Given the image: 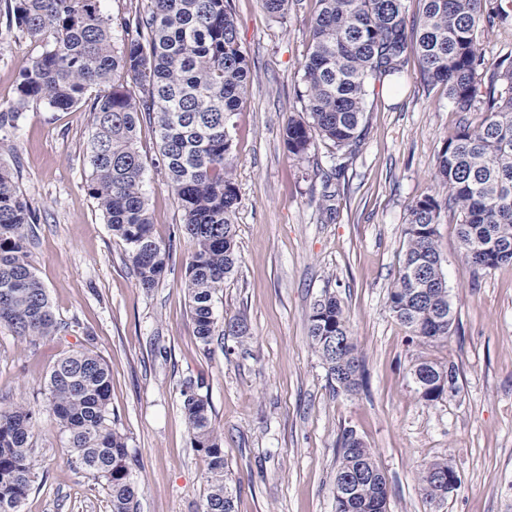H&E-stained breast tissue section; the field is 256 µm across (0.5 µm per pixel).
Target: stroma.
Wrapping results in <instances>:
<instances>
[{"label":"stroma","instance_id":"35a3bbf8","mask_svg":"<svg viewBox=\"0 0 512 512\" xmlns=\"http://www.w3.org/2000/svg\"><path fill=\"white\" fill-rule=\"evenodd\" d=\"M252 80L234 118V217L239 262L215 305L217 319L245 320L250 337L203 345L183 291L191 255L158 162L152 125L137 148L146 163L154 234L176 240L155 286L140 288L124 244L87 191L88 107L52 111L32 103L0 160L19 172L40 220L30 261L53 312L65 323L51 340L21 341L0 327V405L37 412L38 479L23 512H111L107 491L83 471L49 407L45 377L64 354L87 348L112 370V426L125 434L139 482V512H199L207 459L191 446L182 411L186 382L201 383L237 489L236 512H335L344 431L374 453L390 485L389 512H429L417 474L448 459L461 486L439 512H512V264L474 270L460 256L457 224L441 214L437 244L456 313L447 340L409 341L387 298L405 249L411 202L441 195L437 159L458 123L442 85H426L409 52L397 85L371 82L367 132L331 184L330 142L289 156L282 129L301 109L297 92L310 50L317 0H292L285 20L262 0H232ZM40 41L0 24V108L15 103L16 76ZM339 299L364 356L366 385L334 390L309 346L315 301ZM454 363L459 390L426 402L415 390L417 359Z\"/></svg>","mask_w":512,"mask_h":512}]
</instances>
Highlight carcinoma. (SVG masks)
Here are the masks:
<instances>
[{
  "label": "carcinoma",
  "instance_id": "carcinoma-1",
  "mask_svg": "<svg viewBox=\"0 0 512 512\" xmlns=\"http://www.w3.org/2000/svg\"><path fill=\"white\" fill-rule=\"evenodd\" d=\"M318 2L301 67L302 111L282 130L291 156L306 158L317 136L339 151H355L364 136L369 81L399 75L410 50L419 55L424 81L442 85L462 115L438 157L436 177L446 198L427 195L409 206L402 264L388 293L389 310L410 341L444 340L455 317L437 248L441 210L457 218L467 263L478 269L512 263V61L488 63L478 39L482 22L512 23V0H422L417 27L408 24L404 0ZM0 22L44 42L18 74L16 103L0 109V138L15 134L31 102L55 111L89 105L88 192L147 290L175 250L153 233L145 163L136 148L141 122H153L182 211L180 233L192 245L184 281L190 318L197 338L209 344L216 299L238 261L232 129L252 78L231 0H148L146 10L119 17L104 13L101 0H0ZM117 74L125 81L111 82ZM36 223L16 172L0 161V326L24 340L51 339L62 329L30 262L28 231ZM224 335L239 344L250 338L241 318L224 321ZM308 337L336 389L352 393L363 385L362 356L335 296L313 305ZM412 373L421 377L416 391L428 402L457 392L453 363L421 359ZM111 388L108 362L86 348L58 359L45 384L71 451L104 482L111 512H138L126 437L112 428ZM182 395L192 447L208 459L201 512H235L224 439L212 424L209 400L191 383ZM35 423V410L23 401L0 408V512H22L33 489ZM340 454L336 512H378L387 479L373 452L347 430ZM418 480L432 505L441 482L460 477L439 459L425 464Z\"/></svg>",
  "mask_w": 512,
  "mask_h": 512
}]
</instances>
